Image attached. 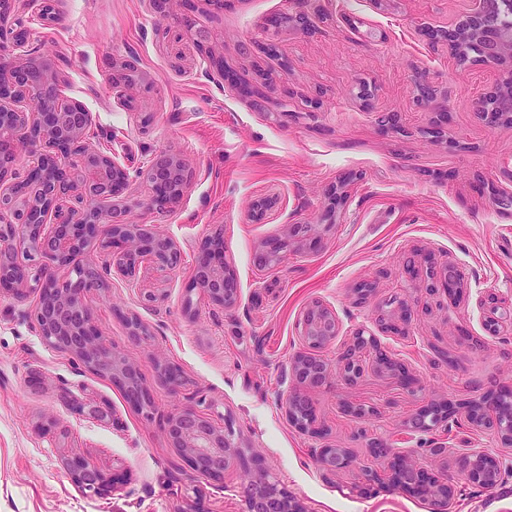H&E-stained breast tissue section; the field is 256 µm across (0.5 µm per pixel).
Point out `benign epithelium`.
Returning a JSON list of instances; mask_svg holds the SVG:
<instances>
[{
  "label": "benign epithelium",
  "instance_id": "7a95c632",
  "mask_svg": "<svg viewBox=\"0 0 512 512\" xmlns=\"http://www.w3.org/2000/svg\"><path fill=\"white\" fill-rule=\"evenodd\" d=\"M21 0H0V23L6 35L0 38V238L10 243L0 247V292L19 298L26 291L37 293L34 317L39 332L51 346L71 355L86 368L109 377L120 385L135 408L149 412L153 398L143 385L138 369L119 352L101 340L84 302V293L100 285L97 268L85 261L88 248L96 243L108 252L109 271L130 281L146 263L160 271H173L181 263V251L169 237L147 224H131L128 211L130 176L113 156L98 149L87 138L92 113L78 101L60 100L58 87L63 73L55 58L25 49L27 37L15 31L14 16ZM296 17L306 27L325 14L314 0H296ZM512 9V0H475L473 9L448 26V48L460 43L464 26L485 47H477L475 58L496 67L499 75H512V31H502L494 23L496 14ZM225 85L254 98L264 107L263 91L239 82L224 68V62L211 58ZM479 115H493L494 121L512 124V88L497 81L475 102ZM26 146L32 162L21 174L13 172L20 146ZM149 187L148 209L166 212L181 199L189 172L182 157L166 153L152 159L141 173ZM313 226L288 225V243L309 247L314 243ZM284 242L267 243L258 255V266L281 263ZM68 269L72 278L61 281L59 269ZM438 279L427 291L448 293L461 285L456 264L446 263L437 271ZM196 284L208 299L227 309L238 298L235 269L224 261L220 239L204 242L195 273ZM297 331L305 348L291 360V372L302 384L319 388L333 375L344 380L357 378L363 359L377 368H394L397 363L378 346L372 335L359 331L353 344L338 353L332 366L322 350L336 339V314L320 302L307 305L297 319ZM288 421L302 431L316 433L311 399L297 392L281 398ZM468 419L481 429L495 432L505 448L512 447V395L488 400L467 409ZM449 415L438 411L415 414L407 421V433L430 432ZM170 446L196 473L213 482H224V472L240 460L239 447L232 442L228 427H219L192 408H184L166 419ZM316 461L325 472L356 465L346 448L325 445L316 449ZM506 459L472 448L464 457L465 479L484 489L501 479ZM73 481L96 492L106 491L116 479L90 465L80 456L66 459ZM371 481L394 484L437 502L448 512L455 489L448 481L418 459L388 457L387 466L370 474ZM247 512H306L303 505L277 481L260 472L249 481Z\"/></svg>",
  "mask_w": 512,
  "mask_h": 512
}]
</instances>
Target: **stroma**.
<instances>
[{"label":"stroma","mask_w":512,"mask_h":512,"mask_svg":"<svg viewBox=\"0 0 512 512\" xmlns=\"http://www.w3.org/2000/svg\"><path fill=\"white\" fill-rule=\"evenodd\" d=\"M328 18L302 31L289 0H224L218 13L190 12L171 0L166 15L151 0H61L58 24L39 5L15 18L35 52L53 53L65 74V98L93 116L90 141L125 154L130 172L153 157L181 155L192 174L177 206L155 213L147 186L136 181L128 219L173 238L182 263L171 272L147 267L135 282L105 276L85 302L104 341L140 371L155 405L133 408L110 379L85 368L42 338L35 295L0 296V512H245L252 473L267 470L309 512H436L431 499L367 480L383 469L368 444L381 438L395 455L424 457L456 489L453 512H512V469L481 489L462 474L467 449L496 453L500 441L465 421L468 404L512 390V328L489 333L488 294L512 300V211L493 194H512V125L489 124L475 100L495 83L492 68L459 61L428 29H444L471 0H325ZM192 14L208 35L201 54L185 35ZM241 82L276 85L264 109L221 85L211 57ZM134 68L124 105L112 75ZM289 97L291 113L278 115ZM399 116L402 130L384 134L378 113ZM445 117L446 135L429 129ZM342 187L344 202L333 200ZM271 200L262 221L253 205ZM292 224H311L318 243L289 247L281 264L259 268L264 243ZM224 241L238 272L240 297L226 309L192 285L202 244ZM455 261L459 294L426 295L425 271ZM364 283L374 291L359 298ZM153 301H145L144 291ZM390 329L378 321L391 296ZM318 300L336 314L339 332L326 349L335 359L354 332L374 333L402 364L399 372L366 369L355 382L311 388L290 373L302 350L296 321ZM137 317L145 336L132 339L124 319ZM179 367L164 383L158 361ZM308 395L323 435L291 426L283 394ZM445 404L448 428L406 436L419 409ZM190 406L229 425L243 462L223 483L196 475L171 448L168 415ZM370 410L359 419L352 408ZM347 448L356 467L320 470L315 448ZM118 473L104 495L76 485L72 455Z\"/></svg>","instance_id":"35a3bbf8"}]
</instances>
